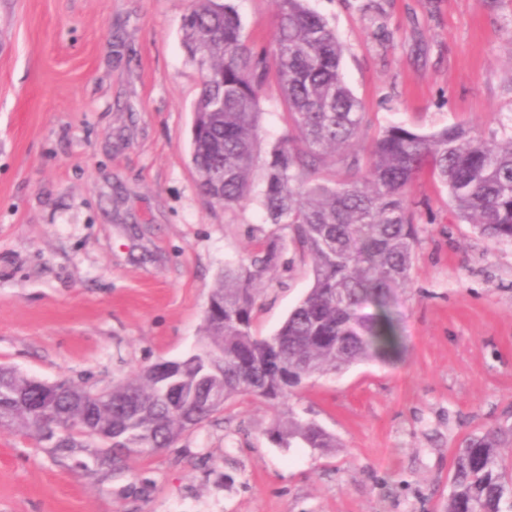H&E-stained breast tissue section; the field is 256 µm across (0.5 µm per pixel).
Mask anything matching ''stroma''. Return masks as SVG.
I'll return each mask as SVG.
<instances>
[{"label": "stroma", "instance_id": "35a3bbf8", "mask_svg": "<svg viewBox=\"0 0 512 512\" xmlns=\"http://www.w3.org/2000/svg\"><path fill=\"white\" fill-rule=\"evenodd\" d=\"M250 39L273 0H235ZM193 0H0V365L93 391L201 345L225 266L270 226L227 209L191 163L201 74L182 44ZM344 46L368 138L512 123V0H308ZM418 240L393 311L396 361L304 381L285 406L239 397L200 428L119 468L97 448L0 426V512H446L457 451L500 432L512 460V245L458 221L423 172L407 189ZM289 245L258 285L256 335H273L311 286ZM337 445L285 447L283 410Z\"/></svg>", "mask_w": 512, "mask_h": 512}]
</instances>
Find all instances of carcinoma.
<instances>
[{
	"label": "carcinoma",
	"mask_w": 512,
	"mask_h": 512,
	"mask_svg": "<svg viewBox=\"0 0 512 512\" xmlns=\"http://www.w3.org/2000/svg\"><path fill=\"white\" fill-rule=\"evenodd\" d=\"M272 43L248 39L233 0H195L183 41L206 70L194 105L192 163L209 202L233 208L253 197L260 119L267 88L275 85L287 117L262 167L258 201L274 229L246 263L224 268L205 316L204 349L174 374L189 396L201 370L220 401L164 395L158 363L112 387V401L63 381L48 383L0 366V420L46 438L40 403L53 395L51 417L63 430L59 457L78 448L101 449L99 465L119 463L122 448L154 451L201 426L239 396L283 405L291 388L316 374L400 352L390 311L394 294L410 286L417 242L408 186L428 166L447 189L457 217L495 244H512V132L484 137L463 126L422 134L383 129L365 148L362 103L341 72L343 46L306 0H274ZM344 178H336V169ZM311 259L312 285L274 338L252 332V311L263 273L287 242ZM270 433L277 442L337 447L318 424L288 413ZM499 431L469 440L456 455L447 512H512V467L498 453Z\"/></svg>",
	"instance_id": "1"
}]
</instances>
